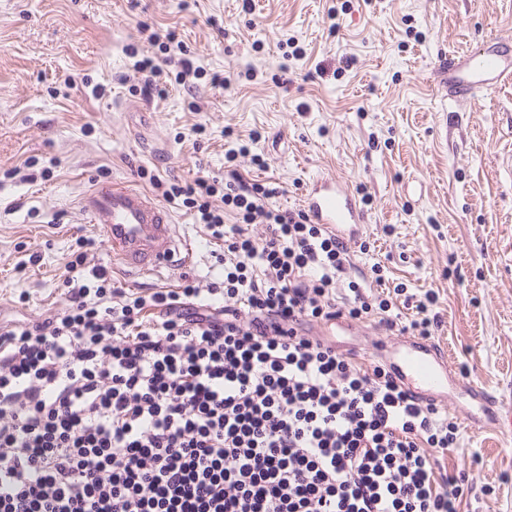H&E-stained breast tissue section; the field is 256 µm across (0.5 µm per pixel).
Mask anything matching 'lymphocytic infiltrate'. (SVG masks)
<instances>
[{
    "mask_svg": "<svg viewBox=\"0 0 512 512\" xmlns=\"http://www.w3.org/2000/svg\"><path fill=\"white\" fill-rule=\"evenodd\" d=\"M148 40L164 55L136 60L140 95L200 76L175 31ZM246 151L220 178L149 177L219 246L221 281L113 288L79 251L62 312L0 329V512H462L469 476L439 463L458 424L313 333L377 309L427 339L435 295L406 320L400 286L337 304L346 245L247 180Z\"/></svg>",
    "mask_w": 512,
    "mask_h": 512,
    "instance_id": "obj_1",
    "label": "lymphocytic infiltrate"
}]
</instances>
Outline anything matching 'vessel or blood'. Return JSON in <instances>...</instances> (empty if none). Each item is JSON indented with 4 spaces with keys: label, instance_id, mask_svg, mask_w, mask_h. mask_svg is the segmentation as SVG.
Here are the masks:
<instances>
[{
    "label": "vessel or blood",
    "instance_id": "obj_1",
    "mask_svg": "<svg viewBox=\"0 0 512 512\" xmlns=\"http://www.w3.org/2000/svg\"><path fill=\"white\" fill-rule=\"evenodd\" d=\"M439 71L454 101H470L481 91L511 86L512 39L499 38L471 51L451 53ZM82 208L105 239L113 261L128 273L186 267L193 261L194 246L178 234L171 210L144 190L126 182L103 183L83 195ZM302 209L310 223L343 243L356 237L366 222L355 196L333 177H321L308 185ZM391 359L405 387L418 399L437 402L447 398L452 376L442 350L401 337L391 348ZM469 395L473 408L463 418L471 427L489 424L499 428L512 418L484 388L470 386Z\"/></svg>",
    "mask_w": 512,
    "mask_h": 512
}]
</instances>
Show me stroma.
Wrapping results in <instances>:
<instances>
[{
    "label": "stroma",
    "instance_id": "1",
    "mask_svg": "<svg viewBox=\"0 0 512 512\" xmlns=\"http://www.w3.org/2000/svg\"><path fill=\"white\" fill-rule=\"evenodd\" d=\"M0 0V327L60 313L77 238L87 267L120 288H174L221 277L205 229L180 202L181 234L200 243L192 265L132 275L112 265L80 200L94 184L138 175L190 181L224 174L225 153L251 141L278 204L300 210L309 182L332 176L367 223L349 245L336 288L373 264L410 293L439 295L431 341L448 351L455 386L444 409L460 417L464 389L485 386L512 407V88L450 100L433 76L451 51L512 35V0ZM340 9L328 19L330 6ZM176 30L203 74L193 88L142 100L127 48L148 50L141 24ZM294 38L302 60L285 56ZM254 81L240 79L245 68ZM230 77L213 89L212 74ZM105 85L106 96L92 92ZM198 111H190L188 98ZM207 135L195 138L193 126ZM232 137H225V130ZM318 333L358 364L386 355L394 337L379 314L322 324ZM470 476L465 512H512V439L460 426L440 460Z\"/></svg>",
    "mask_w": 512,
    "mask_h": 512
}]
</instances>
